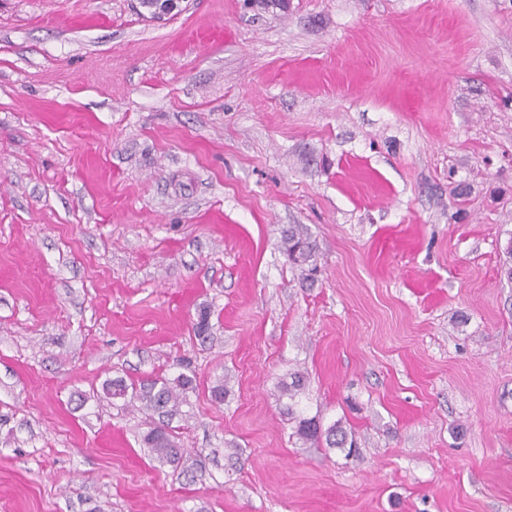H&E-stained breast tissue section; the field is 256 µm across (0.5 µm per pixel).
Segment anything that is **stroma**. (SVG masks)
<instances>
[{
  "label": "stroma",
  "mask_w": 512,
  "mask_h": 512,
  "mask_svg": "<svg viewBox=\"0 0 512 512\" xmlns=\"http://www.w3.org/2000/svg\"><path fill=\"white\" fill-rule=\"evenodd\" d=\"M511 241L512 0H0V512H512ZM284 245L288 262L300 267L306 276H311L317 267V247L301 224L288 226ZM192 378L180 374L170 381L166 378H155L140 384L139 391L135 389V397L142 406L153 414H168L172 412L184 398L185 391L191 388ZM289 420L295 422V435L303 442L318 444L325 437L326 445L329 448H346L348 445V454H352L355 443L352 436L349 440L348 432L340 425L334 424L323 431L320 421L315 417L307 418L302 415H296L292 405H288ZM142 441L159 460L175 463L181 457L180 448H177L175 441L162 427L157 426L149 430Z\"/></svg>",
  "instance_id": "35a3bbf8"
}]
</instances>
